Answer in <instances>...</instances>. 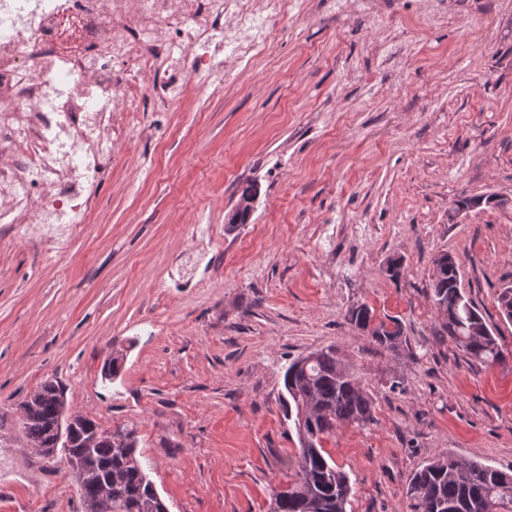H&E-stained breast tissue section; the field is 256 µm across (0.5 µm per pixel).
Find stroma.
I'll return each instance as SVG.
<instances>
[{"label":"stroma","mask_w":512,"mask_h":512,"mask_svg":"<svg viewBox=\"0 0 512 512\" xmlns=\"http://www.w3.org/2000/svg\"><path fill=\"white\" fill-rule=\"evenodd\" d=\"M223 91L150 114L120 147L67 252L0 245V512H80L64 459L29 448L20 406L48 379L71 412L134 426L169 512H271L299 441L283 368L335 347L374 399L324 449L352 485L346 512H410L405 482L447 452L512 469V0H308ZM256 185L248 223L229 227ZM507 355L448 339L433 261ZM402 261L391 279L390 259ZM402 326L390 351L351 307ZM123 355L114 380L105 359Z\"/></svg>","instance_id":"stroma-1"}]
</instances>
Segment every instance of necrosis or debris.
I'll list each match as a JSON object with an SVG mask.
<instances>
[{
  "instance_id": "obj_1",
  "label": "necrosis or debris",
  "mask_w": 512,
  "mask_h": 512,
  "mask_svg": "<svg viewBox=\"0 0 512 512\" xmlns=\"http://www.w3.org/2000/svg\"><path fill=\"white\" fill-rule=\"evenodd\" d=\"M305 0H0V224L62 252L87 223L116 146L150 112L224 86Z\"/></svg>"
}]
</instances>
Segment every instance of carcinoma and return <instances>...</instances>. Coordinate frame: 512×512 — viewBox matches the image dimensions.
<instances>
[{
  "mask_svg": "<svg viewBox=\"0 0 512 512\" xmlns=\"http://www.w3.org/2000/svg\"><path fill=\"white\" fill-rule=\"evenodd\" d=\"M434 305L448 318V339L470 358L485 365L503 364L506 356L487 327L479 309L460 288L459 263L449 257L448 267L434 271ZM347 320L371 341L390 351L403 336L397 321L375 322L371 308L349 310ZM288 407L295 409L298 435L297 469L288 486L273 493L271 512H346L352 494L347 473L323 448L326 437L345 423H366L373 418V401L329 346L291 362L284 374ZM63 385L47 380L21 404V424L32 449L53 448ZM80 424L68 435L65 457L87 455L79 482L81 502L109 494L112 512H168L137 457L133 428H116L88 450L89 435L103 431L98 421L78 416ZM411 512H512V471L441 453L407 480Z\"/></svg>",
  "mask_w": 512,
  "mask_h": 512,
  "instance_id": "1",
  "label": "carcinoma"
}]
</instances>
